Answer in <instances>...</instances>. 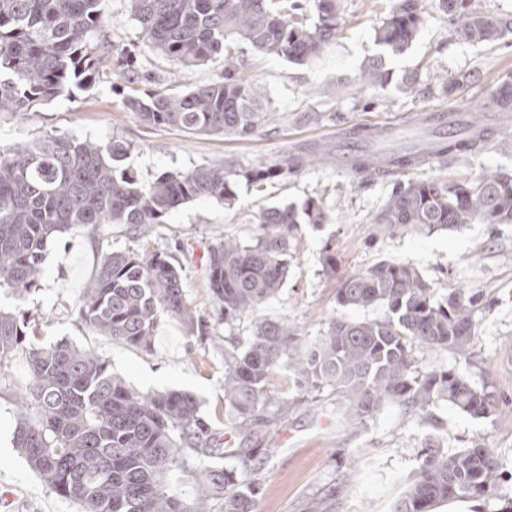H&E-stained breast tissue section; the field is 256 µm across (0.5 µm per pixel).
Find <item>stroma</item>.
I'll list each match as a JSON object with an SVG mask.
<instances>
[{"label":"stroma","instance_id":"1","mask_svg":"<svg viewBox=\"0 0 512 512\" xmlns=\"http://www.w3.org/2000/svg\"><path fill=\"white\" fill-rule=\"evenodd\" d=\"M339 3L336 37L318 57L299 63L246 50L243 73L274 118L251 137L238 139L151 126L125 108L131 94L179 93L220 80L224 64L219 60L189 68L174 64L147 47L128 0H102L106 32L142 74V81L130 82L115 68L100 73L89 87L1 116L0 149L28 146L50 135L101 143L120 138L131 145L123 168L145 183L164 172H184L228 158L245 168L273 165L296 152L326 151L331 159L260 185L239 181L234 207L195 200L144 236L124 224H108L97 232L86 226L73 228L49 243L34 292L21 297L9 285H0V309L32 313L38 319L39 341L64 339L92 350L140 391L176 389L195 394L215 428L223 429L225 332L214 321L216 303L207 284L204 254L219 238L246 241L257 236L263 208L299 209L309 198L320 199L329 221L318 227L299 225L298 250L288 278L256 315L288 318L305 344L324 336L336 319L385 318L386 308L365 311L336 301L342 277L383 259L412 265L438 291L464 287L482 292L487 305L475 313L478 328L471 358L439 348L421 350L418 357L421 366H448L472 383L490 382L503 399L502 408L488 419L465 416L444 402L434 410L443 424L446 451L487 445L494 448L509 476L496 500L450 501L440 504L436 512H497L512 498V224L410 230L381 239L374 235L372 219L395 182L472 180L486 170L512 174V152L492 146L445 164L432 159L362 185L354 182L349 160L354 152L365 149L386 153L430 140L447 131L448 118H468L485 89L512 74V46L504 40L493 45L457 40L446 15L433 8L409 47L385 56L389 83L374 91L360 86L357 77L380 54L373 32L391 0ZM465 73L473 74L472 83L446 93L445 83ZM367 99L373 102L368 109L363 106ZM417 113L428 116L429 124L412 122ZM370 126L391 128L392 139H361L359 129ZM129 248L177 255L184 268L187 298L198 315L209 321V335H189L178 321L167 319L146 352L98 335L79 320L75 309L83 285L102 252ZM328 253L336 257L332 275L324 272ZM27 381L25 358L15 356L8 373L0 377V512H79L77 504L55 495L11 445L15 394ZM268 388L287 399L289 407L270 435L275 450L260 472L262 493L256 512H393L418 466L424 425L392 407L381 411L366 428H354L336 418V396L330 391H323L318 401L298 402L292 374L285 368L270 377Z\"/></svg>","mask_w":512,"mask_h":512}]
</instances>
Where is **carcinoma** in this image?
<instances>
[{"mask_svg": "<svg viewBox=\"0 0 512 512\" xmlns=\"http://www.w3.org/2000/svg\"><path fill=\"white\" fill-rule=\"evenodd\" d=\"M102 0H0V113L24 112L59 96L70 85H89L112 62ZM150 49L183 66L220 59L224 79L178 94H132L125 107L149 125L187 134L248 138L272 117L254 86L241 74V45L266 54L305 59L336 36V0H129ZM456 22L468 43L495 44L512 33V17L484 12L475 0H432ZM313 6L317 21L302 13ZM423 0H394L374 28L382 51L399 54L425 20ZM388 73L382 55L362 70V85L382 89ZM480 112L512 113V78L486 92ZM492 137L483 122H467L448 135L387 155L366 151L351 163L367 178L393 169L416 168L435 159L470 156ZM130 144L113 140L45 137L22 149L0 150V279L21 296L38 286L48 242L76 226L126 224L144 233L168 214L197 199L227 206L240 179L257 185L304 168L289 156L271 166L243 168L232 159L164 172L147 183L121 168ZM329 214L318 199L303 214L290 206L260 212L262 233L248 241L224 238L208 247L206 273L224 323V411L232 428L260 439L288 411V401L267 388L283 364L292 370L302 400L328 388L336 415L364 426L395 406L427 416L434 433L425 439L416 476L393 512H434L450 499L496 498L501 480L493 451L484 445L452 454L441 449L439 420L431 409L444 401L472 418L496 415L500 403L490 386H477L453 369L423 370L417 348H444L466 355L476 336L480 295L450 288L439 296L419 271L402 262L380 261L345 276L339 305L385 306L382 320L338 319L325 336L302 348L288 318L260 317L247 343L233 335L241 317L273 297L288 277L297 251V224H324ZM376 233L429 231L465 224H512V175L486 172L474 180L395 183L373 219ZM79 319L96 333L142 351L168 316L192 335L209 333L183 288V267L173 257L106 251L83 290ZM25 314L0 312V376L17 354L25 356L28 382L17 402L12 443L31 470L57 496L82 512H254L257 475L271 449L223 448L201 401L186 391L143 393L112 374L95 352L66 340L40 344ZM228 458L231 465H221ZM176 474L192 475L196 494L183 497L170 485Z\"/></svg>", "mask_w": 512, "mask_h": 512, "instance_id": "obj_1", "label": "carcinoma"}]
</instances>
